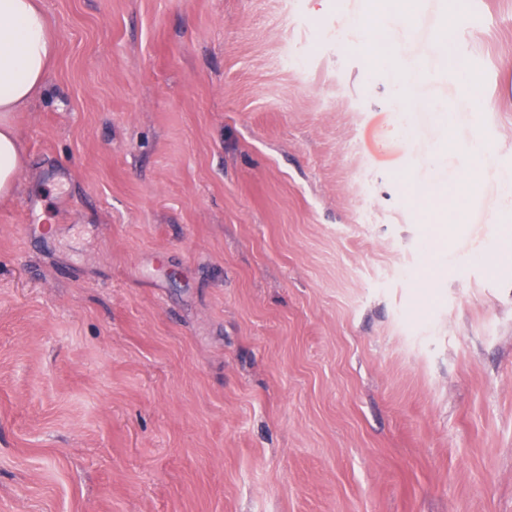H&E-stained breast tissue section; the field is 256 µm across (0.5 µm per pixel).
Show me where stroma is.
<instances>
[{
    "label": "stroma",
    "mask_w": 512,
    "mask_h": 512,
    "mask_svg": "<svg viewBox=\"0 0 512 512\" xmlns=\"http://www.w3.org/2000/svg\"><path fill=\"white\" fill-rule=\"evenodd\" d=\"M370 2L43 0L57 59L0 200V512H512V0H408L387 63L437 25L415 52L477 82L418 88L391 140ZM478 130L497 165L435 177Z\"/></svg>",
    "instance_id": "1"
}]
</instances>
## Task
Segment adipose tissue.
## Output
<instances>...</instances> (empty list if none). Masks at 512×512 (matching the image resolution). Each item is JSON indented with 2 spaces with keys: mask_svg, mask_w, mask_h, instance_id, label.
<instances>
[{
  "mask_svg": "<svg viewBox=\"0 0 512 512\" xmlns=\"http://www.w3.org/2000/svg\"><path fill=\"white\" fill-rule=\"evenodd\" d=\"M56 54L42 0H0V197L12 195L24 165L12 115L42 95Z\"/></svg>",
  "mask_w": 512,
  "mask_h": 512,
  "instance_id": "1",
  "label": "adipose tissue"
}]
</instances>
